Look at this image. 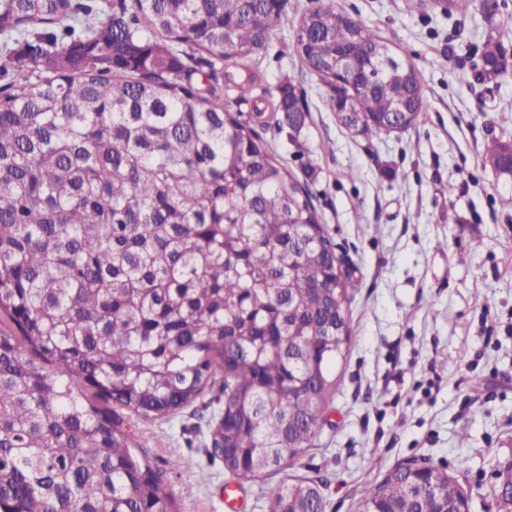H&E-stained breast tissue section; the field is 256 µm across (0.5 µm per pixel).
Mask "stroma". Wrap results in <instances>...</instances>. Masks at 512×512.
Here are the masks:
<instances>
[{
	"label": "stroma",
	"mask_w": 512,
	"mask_h": 512,
	"mask_svg": "<svg viewBox=\"0 0 512 512\" xmlns=\"http://www.w3.org/2000/svg\"><path fill=\"white\" fill-rule=\"evenodd\" d=\"M423 73V123L368 140L340 125L322 81L299 59L292 28L255 62L254 96L283 81L302 94L298 132L259 134L305 182L353 283L356 341L339 359L334 412L299 475L322 482L327 512H355L364 490L409 460L447 470L470 512H502L512 470V186L484 158L512 140V75L471 79L484 44L512 46V0L446 18L407 0H337ZM220 388L165 418L122 410L117 427L159 474L173 512H228L229 476L207 440ZM179 468H171V458Z\"/></svg>",
	"instance_id": "1"
}]
</instances>
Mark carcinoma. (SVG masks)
<instances>
[{
	"instance_id": "carcinoma-1",
	"label": "carcinoma",
	"mask_w": 512,
	"mask_h": 512,
	"mask_svg": "<svg viewBox=\"0 0 512 512\" xmlns=\"http://www.w3.org/2000/svg\"><path fill=\"white\" fill-rule=\"evenodd\" d=\"M288 25L343 126L423 121L421 70L337 0L297 19L284 0H0V314L17 329L0 333V512H171L97 400L158 418L217 383L210 456L243 482L285 473L268 512H326L288 472L329 424L353 284L254 128L286 112L300 130L293 84L246 120L224 93L249 102L252 64ZM482 54L484 76L512 72V46ZM485 157L512 174L511 140ZM358 512H469V496L406 464Z\"/></svg>"
}]
</instances>
